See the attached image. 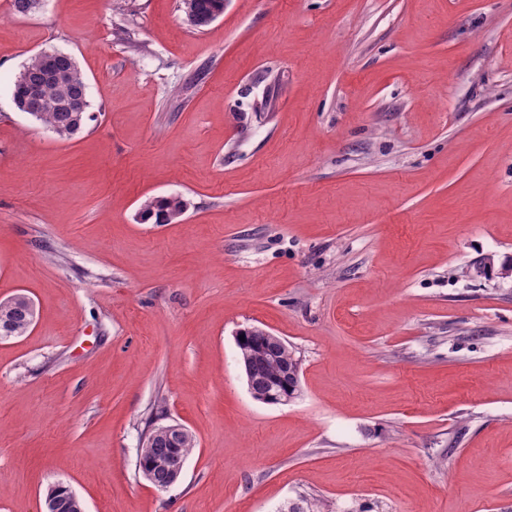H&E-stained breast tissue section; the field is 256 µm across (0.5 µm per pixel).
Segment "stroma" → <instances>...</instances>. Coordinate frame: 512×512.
I'll return each instance as SVG.
<instances>
[{
	"label": "stroma",
	"instance_id": "1",
	"mask_svg": "<svg viewBox=\"0 0 512 512\" xmlns=\"http://www.w3.org/2000/svg\"><path fill=\"white\" fill-rule=\"evenodd\" d=\"M73 55L62 140L16 75ZM178 194L179 222L139 220ZM512 0H0V512H512ZM300 365L252 398L236 336ZM197 446L166 489L151 426ZM186 209V200L178 194L149 198L141 204L139 218L144 222L153 220L155 224H160L163 216L182 213ZM26 293H16L8 298L13 303L0 309V340L24 336L32 327V308Z\"/></svg>",
	"mask_w": 512,
	"mask_h": 512
}]
</instances>
